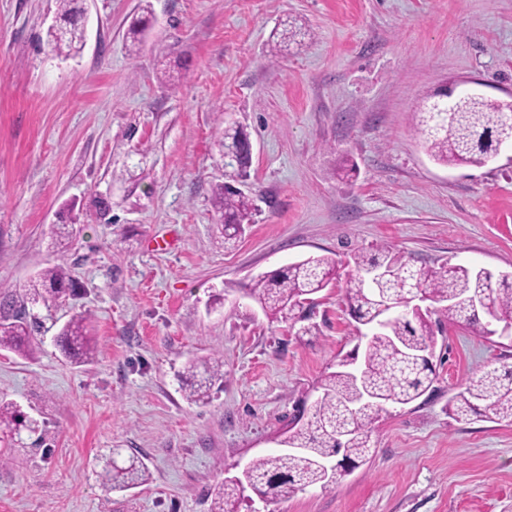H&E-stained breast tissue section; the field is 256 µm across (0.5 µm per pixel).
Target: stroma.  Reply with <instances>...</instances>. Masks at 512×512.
Masks as SVG:
<instances>
[{"label":"stroma","instance_id":"1","mask_svg":"<svg viewBox=\"0 0 512 512\" xmlns=\"http://www.w3.org/2000/svg\"><path fill=\"white\" fill-rule=\"evenodd\" d=\"M149 3L132 53L140 0H85V47L65 59L46 43L56 0H0V286L54 264L76 282L57 305L28 304L33 357L0 350V398L40 426L0 429V512H210V489L278 452L296 405L353 349L355 252L512 276V152L443 165L412 122L422 96L456 82L512 96V0ZM284 23L304 35L275 55ZM227 120L250 134L258 205L231 249L212 200ZM316 255L336 279L313 298L315 332L244 295ZM80 314L99 354L74 365L55 337ZM215 356L222 388L188 402L184 365ZM432 365L429 388L387 406L366 460L333 488L252 494L239 512H512V423L451 410L471 378L512 373V335L444 323ZM116 448L148 479L108 493L99 474Z\"/></svg>","mask_w":512,"mask_h":512}]
</instances>
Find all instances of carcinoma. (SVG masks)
I'll return each instance as SVG.
<instances>
[{"label": "carcinoma", "instance_id": "1", "mask_svg": "<svg viewBox=\"0 0 512 512\" xmlns=\"http://www.w3.org/2000/svg\"><path fill=\"white\" fill-rule=\"evenodd\" d=\"M84 0H58L59 24L47 32V45L58 56L76 57L85 45ZM147 20H134L126 38L131 45L143 43ZM446 95L434 93L422 101L413 115L428 154L442 164H479L487 151L485 138L512 141V100L475 99L456 95L454 110L444 111ZM224 158V183L213 190V204L220 214L224 245L237 241L243 226L253 220V197L237 182H245L252 165L251 140L245 128L234 121L224 123L218 141ZM354 270L346 281L345 296L350 311L362 325L380 328L368 337L359 371L354 373L344 360L325 373L318 383L319 401L308 423L284 433V451L259 457L250 463L251 491L267 502L286 498L308 487L327 490L336 479H324L321 462L336 453V435L351 433L341 449L350 462L364 459L370 450L371 426L388 404L405 405L420 397L430 386L433 374L422 355L434 350L435 331L429 313L406 317L392 315L390 304L415 292L438 305L450 323H464L479 336L496 334L493 323L512 327V288L495 287L494 274L486 269L454 266L437 271L414 268L399 253L381 247L376 255L359 252ZM336 279V263L328 256H313L287 268L258 276L249 295L265 315L277 322L296 319L295 311L308 297ZM75 281L61 265L46 268L22 293H0V349L21 356L33 355L32 324L18 310L24 301L54 305L74 291ZM62 355L76 363L93 360L97 353L92 317L78 315L56 336ZM224 361H191L179 375L186 398L204 404L215 383L224 378ZM455 415L468 416L482 409L501 419L512 420V378L492 373L470 380L454 397ZM36 431V424L23 418L16 404L0 400V428ZM101 479L108 491L124 490L144 483L143 463L130 457L119 465L107 461ZM246 488L229 480L211 492V512H237Z\"/></svg>", "mask_w": 512, "mask_h": 512}]
</instances>
